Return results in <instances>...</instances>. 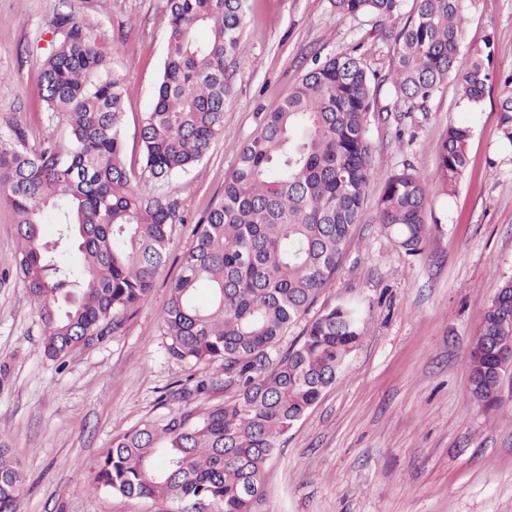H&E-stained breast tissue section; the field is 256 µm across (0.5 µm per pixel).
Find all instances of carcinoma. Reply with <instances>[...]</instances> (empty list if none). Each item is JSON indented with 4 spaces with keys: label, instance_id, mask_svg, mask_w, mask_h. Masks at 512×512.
I'll return each mask as SVG.
<instances>
[{
    "label": "carcinoma",
    "instance_id": "cac0c4a2",
    "mask_svg": "<svg viewBox=\"0 0 512 512\" xmlns=\"http://www.w3.org/2000/svg\"><path fill=\"white\" fill-rule=\"evenodd\" d=\"M403 0H330L340 16L382 22ZM473 0H414L384 77L352 53L311 68L240 150L222 200L198 225L160 314L165 349L186 365L220 364L223 403L185 405L112 437L86 488L126 498L177 501L179 512H264L263 474L282 437L332 385L358 344L359 311L338 305L311 321L297 344H279L334 279L368 185L377 177L366 136L379 81L399 112H424L434 92L461 77L462 98L489 92L490 55L462 53ZM168 52L154 104L140 123L141 173L160 181L200 164L224 135L227 66L244 28L242 0H166ZM39 94L49 130L36 150L0 135V200L11 206L14 256L42 325V347L63 360L105 341L149 296L169 259L183 202L147 196L124 162V87L110 75L92 23L73 10L54 19ZM502 143L512 148V89L498 102ZM471 128L450 124L432 178L410 165L390 173L380 223L408 255L430 235V194L449 196L469 164ZM55 231L47 238L42 225ZM512 279L486 308L470 350V393L500 400L512 365ZM23 476L0 444V512H19Z\"/></svg>",
    "mask_w": 512,
    "mask_h": 512
}]
</instances>
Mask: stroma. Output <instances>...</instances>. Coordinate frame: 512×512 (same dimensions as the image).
Listing matches in <instances>:
<instances>
[{
    "label": "stroma",
    "mask_w": 512,
    "mask_h": 512,
    "mask_svg": "<svg viewBox=\"0 0 512 512\" xmlns=\"http://www.w3.org/2000/svg\"><path fill=\"white\" fill-rule=\"evenodd\" d=\"M91 20L125 88V162H141L140 117L153 105L168 50L165 0H0V133L37 148L48 130L38 98L41 60L62 6ZM245 27L227 78L224 134L206 159L147 194L178 195L190 217L176 225L166 268L149 298L105 342L77 349L65 367L48 359L41 322L17 277L0 278V442L23 475L20 512H159L80 485L114 434L175 408L189 375L212 377L201 403L224 402L220 364L188 369L164 350L160 314L193 226L222 199L241 147L311 67L314 57L360 51L387 73L393 45L376 19L343 18L329 0H244ZM464 49L490 50L492 88L478 106L446 83L424 112L393 111L377 91L367 136L387 173L412 165L431 176L448 124L470 126L469 165L454 194L432 195L423 252L407 255L383 233L366 191L341 268L306 318L357 307L364 334L336 383L282 438L265 474V512H512V376L498 406L475 401L469 351L488 304L512 277V152L501 146L498 99L512 74V0H475Z\"/></svg>",
    "instance_id": "obj_1"
}]
</instances>
